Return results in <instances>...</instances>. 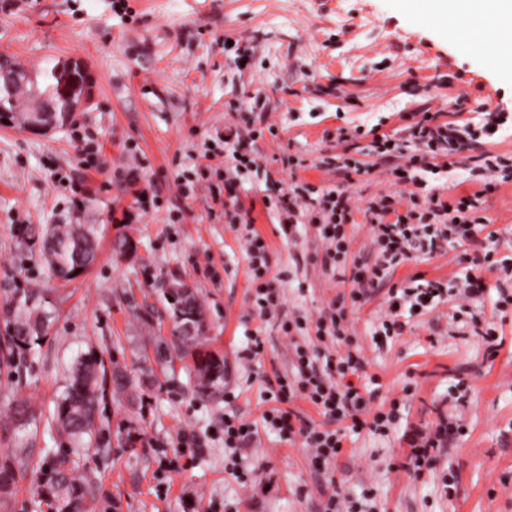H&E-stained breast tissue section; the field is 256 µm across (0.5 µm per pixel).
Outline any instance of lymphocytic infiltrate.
<instances>
[{
    "instance_id": "f902f5d3",
    "label": "lymphocytic infiltrate",
    "mask_w": 512,
    "mask_h": 512,
    "mask_svg": "<svg viewBox=\"0 0 512 512\" xmlns=\"http://www.w3.org/2000/svg\"><path fill=\"white\" fill-rule=\"evenodd\" d=\"M512 120V114L484 109L479 122L441 120L436 112H413L405 117L400 133L388 134L372 128V140L361 147L352 143L348 129L336 130L340 151L323 156L319 166L326 173H360L375 165L389 166L395 188L365 199L345 185H316L289 182L278 197L266 196L262 206L277 220L285 238H293L300 227H312L320 241L314 261L329 279H348L349 297L330 301L317 319L284 312L283 284L269 266L265 239L255 229L253 207L240 204L235 184L242 173L259 171L257 155L240 143L224 145L226 167L224 190L230 202L226 223L243 227L242 238L249 260L252 282V313L262 321L276 320L280 332L288 337L289 375L277 377L268 391L271 406L262 415L265 427L281 439L301 438L315 469H329L340 456L347 427H368L386 435L400 420L401 405L391 401L389 410L372 411L370 401L357 379L365 371V358L351 345L350 318L353 308L365 305L388 275L420 256H431L451 242H463L462 258L468 274L451 283L422 275L407 277L387 292L386 309L380 319L378 335L393 338L403 335L408 315L433 312L441 304L452 303L449 322H456L469 303L483 294L486 285L480 273H497L498 311L512 308V264L495 256L496 231L490 230L483 209L485 195L499 186L512 183V153H493L484 147L487 138L499 133ZM469 172L474 191L454 195L443 187L428 185L417 168L434 175L448 172L455 165ZM369 224L375 263L368 266L350 260L348 227L356 221ZM346 344V352L335 349ZM310 403L319 414L311 421L293 409L294 399ZM465 431L462 417L442 415L432 427L409 434L410 450L403 463L405 470L422 475L431 470L441 448Z\"/></svg>"
}]
</instances>
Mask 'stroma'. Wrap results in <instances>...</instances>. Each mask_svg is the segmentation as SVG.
Wrapping results in <instances>:
<instances>
[{
	"label": "stroma",
	"instance_id": "35a3bbf8",
	"mask_svg": "<svg viewBox=\"0 0 512 512\" xmlns=\"http://www.w3.org/2000/svg\"><path fill=\"white\" fill-rule=\"evenodd\" d=\"M112 0H0V54L32 74L77 63L93 77L89 101L50 132L0 124V353L9 324L3 308L28 291L49 323L24 360L0 368V460L17 438L34 456L52 460L61 439L46 421L70 381L77 358L94 351L106 367L149 379L137 399L110 391L97 415L94 442L101 453L80 455L79 477L95 484L93 512H321L323 492L336 484L353 498L371 495L377 512H512V313L493 312L496 290L469 311L503 332L496 359L482 337L462 332L447 317L412 318L403 336L373 342L385 302L376 293L352 317V334L380 382L372 408L401 400L402 415L388 435L349 434L335 466L311 468L305 448L260 430L246 448L224 446L220 420L233 413L260 422L276 374L288 369V340L276 322L250 310L248 262L242 228L210 209V191L223 173L199 167L203 144L223 131L254 96L266 104L277 136L252 147L270 179L249 175L242 199L277 195L297 176L336 184L316 169L335 151L326 132L336 127L400 128V114H448L456 102L512 113V75L495 70L493 37L460 44L440 25L423 21L409 0H129L134 15H113ZM255 48L252 69L238 72L227 39ZM99 142L104 165L85 171L78 148ZM299 154L309 169L290 174L283 154ZM152 186L157 212L117 224L112 208L132 201L128 174ZM485 215L499 232L500 254L512 255V183L489 196ZM87 224L97 239L93 265L70 280L52 277L38 246L22 244L18 225ZM273 271L288 272L286 308L318 315L350 283L329 282L311 259L313 236L284 240L279 225L259 213ZM463 244L445 255L408 263V276H452ZM182 280L196 292L205 316L201 350L224 360V385L199 398L192 360L154 359L158 343H173L174 321L163 284ZM304 282L305 293L293 285ZM265 341L255 360H241L251 334ZM469 391L452 397L456 380ZM40 418L19 426L14 402ZM462 416L464 436L443 449L434 469L416 476L402 469L405 435L437 420ZM205 441L203 452L183 450V435ZM251 472L240 484L233 468ZM453 470L456 487L441 478Z\"/></svg>",
	"mask_w": 512,
	"mask_h": 512
}]
</instances>
